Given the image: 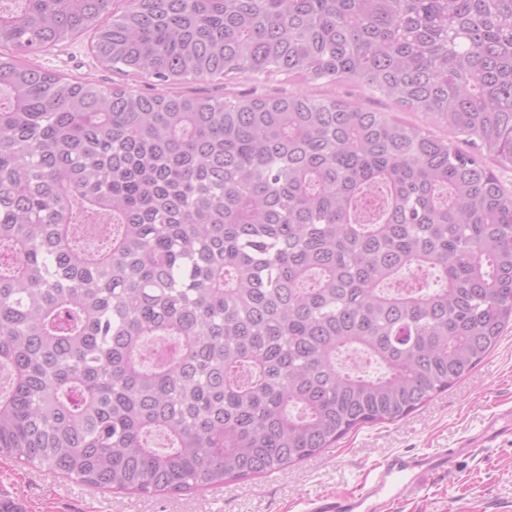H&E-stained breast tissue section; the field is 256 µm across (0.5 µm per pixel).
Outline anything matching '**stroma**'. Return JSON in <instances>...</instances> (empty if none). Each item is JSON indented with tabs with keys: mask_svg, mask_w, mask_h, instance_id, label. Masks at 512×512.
<instances>
[{
	"mask_svg": "<svg viewBox=\"0 0 512 512\" xmlns=\"http://www.w3.org/2000/svg\"><path fill=\"white\" fill-rule=\"evenodd\" d=\"M34 64L64 76L103 87H141L136 78L100 63L90 34H81L35 56ZM178 92L234 99L242 94L285 95L304 91L319 97L356 100L399 117L423 131L443 137L446 129L431 116L393 104L355 83L307 84L284 74L256 81L207 79L178 85ZM512 401V327L493 351L447 391L434 396L398 421L367 424L351 431L331 448L300 463L262 477L224 484L221 492L204 488L166 496L117 494L90 487L41 468L0 457V499L20 512H301L302 499L342 493L353 488L366 469L400 451L451 448L479 431L499 404ZM399 512H512V441L477 457H463L453 478L436 479Z\"/></svg>",
	"mask_w": 512,
	"mask_h": 512,
	"instance_id": "1",
	"label": "stroma"
}]
</instances>
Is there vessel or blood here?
Returning a JSON list of instances; mask_svg holds the SVG:
<instances>
[{
	"label": "vessel or blood",
	"mask_w": 512,
	"mask_h": 512,
	"mask_svg": "<svg viewBox=\"0 0 512 512\" xmlns=\"http://www.w3.org/2000/svg\"><path fill=\"white\" fill-rule=\"evenodd\" d=\"M507 436H512V405L491 417L485 433L455 448L386 457L368 468L355 491L309 498L306 512H396L403 501L424 493L434 477L452 476L462 454L495 447Z\"/></svg>",
	"instance_id": "obj_1"
}]
</instances>
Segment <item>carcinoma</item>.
<instances>
[{"label":"carcinoma","instance_id":"1","mask_svg":"<svg viewBox=\"0 0 512 512\" xmlns=\"http://www.w3.org/2000/svg\"><path fill=\"white\" fill-rule=\"evenodd\" d=\"M9 2L0 457L112 492L221 487L409 415L512 322V196L486 163L512 165V0ZM87 29L162 84L355 81L477 154L360 103L27 62Z\"/></svg>","mask_w":512,"mask_h":512}]
</instances>
